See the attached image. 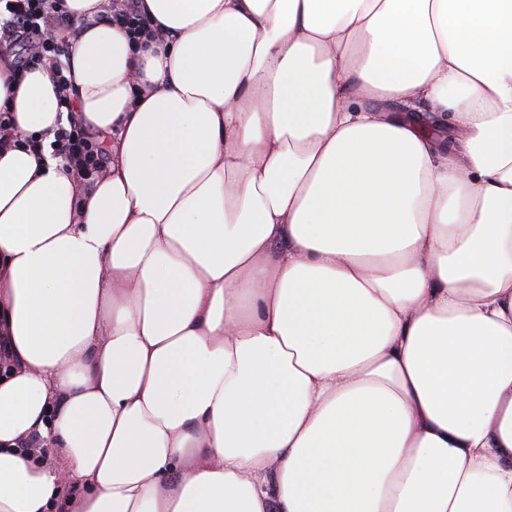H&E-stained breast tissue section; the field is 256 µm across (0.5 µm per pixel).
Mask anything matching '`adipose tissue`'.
<instances>
[{
  "label": "adipose tissue",
  "mask_w": 512,
  "mask_h": 512,
  "mask_svg": "<svg viewBox=\"0 0 512 512\" xmlns=\"http://www.w3.org/2000/svg\"><path fill=\"white\" fill-rule=\"evenodd\" d=\"M63 3L111 160L0 54V512H512V0ZM104 21L123 29L130 39H140L153 33L149 20L138 9L136 0H109Z\"/></svg>",
  "instance_id": "ef3b65f1"
}]
</instances>
